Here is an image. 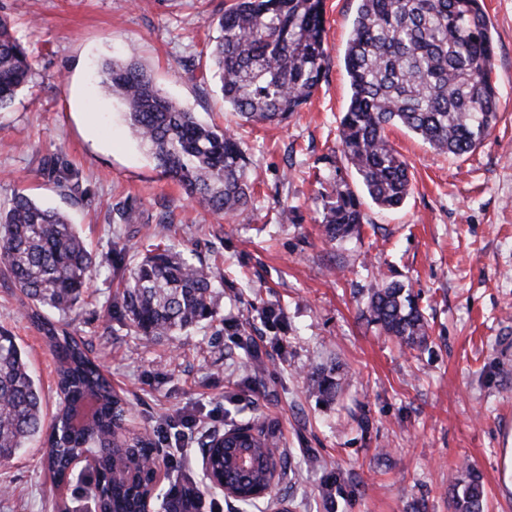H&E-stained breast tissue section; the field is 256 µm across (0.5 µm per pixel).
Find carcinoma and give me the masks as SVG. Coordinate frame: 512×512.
<instances>
[{"label":"carcinoma","instance_id":"cac0c4a2","mask_svg":"<svg viewBox=\"0 0 512 512\" xmlns=\"http://www.w3.org/2000/svg\"><path fill=\"white\" fill-rule=\"evenodd\" d=\"M211 77L224 104L247 121L280 124L314 95L328 68L323 0H234L216 19ZM493 37L481 0H358L344 53L351 97L340 120L341 156L364 192L381 210L401 207L413 187L409 165L389 143L385 129L400 125L431 148L461 156L481 145L496 126L498 91L492 80ZM32 62L26 46L0 17V109L27 83ZM98 85L119 99L132 137L145 145L157 168L184 193L219 214L244 212L252 186L240 140L203 122L162 94L135 51L103 62ZM321 223L338 240L357 234L364 223L362 201L343 178L334 181ZM0 263L27 300V315L46 338L56 359L58 405L45 426L43 389L28 355L9 330L0 329V462L28 443L45 440L52 483L69 461L85 452L100 455L98 474L109 486V512H137L134 467L113 471V459L135 462L144 451L162 449L148 439L139 447L118 441L122 399L91 358L85 341L61 330L48 317L66 315L83 300L96 262L68 217L39 205L26 193L0 208ZM214 274L175 247L157 244L130 270L112 308L133 332L147 340L173 337L210 323L216 314ZM370 320L388 336L413 348L427 342L430 326L411 289L398 281L377 283L361 298ZM335 369L318 368L311 390L332 399ZM237 446L209 439L213 473L236 491L243 508L256 506L274 472L296 477L288 453L278 447L276 429L249 423L231 428ZM250 467L237 466L240 457ZM201 489L190 481L169 487L175 512ZM482 473L467 464L453 487V512H484Z\"/></svg>","mask_w":512,"mask_h":512}]
</instances>
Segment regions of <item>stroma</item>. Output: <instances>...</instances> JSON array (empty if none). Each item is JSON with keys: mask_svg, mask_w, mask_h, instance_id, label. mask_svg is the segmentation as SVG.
I'll use <instances>...</instances> for the list:
<instances>
[{"mask_svg": "<svg viewBox=\"0 0 512 512\" xmlns=\"http://www.w3.org/2000/svg\"><path fill=\"white\" fill-rule=\"evenodd\" d=\"M481 2L500 100L492 134L455 157L388 127L413 191L392 212L364 201L360 235L332 241L321 216L333 178L356 180L339 156L356 0H325L327 79L281 125L242 122L201 79L225 0H0L33 57L28 84L0 111V207L26 191L65 213L100 258L84 303L62 322L128 400L132 432L158 438L171 417L219 435L253 418L276 424L301 463L295 512H452L465 462L484 477L487 512H512V0ZM131 46L164 95L243 142L254 188L243 215L205 211L129 136L95 69ZM128 205L138 223H122ZM157 240L212 267L217 314L151 342L113 316L122 280L105 259L119 251L133 263ZM383 280L417 294L431 326L422 347L401 346L358 306ZM267 304L284 312L278 328L260 319ZM24 310L0 277V328L21 339L51 414L54 359ZM244 322L248 352L222 333ZM331 362L342 389L326 402L308 377ZM327 469L341 475L332 508L319 496ZM62 500L70 512H95L87 480L63 494L52 487L41 442L0 464V512H55Z\"/></svg>", "mask_w": 512, "mask_h": 512, "instance_id": "stroma-1", "label": "stroma"}]
</instances>
